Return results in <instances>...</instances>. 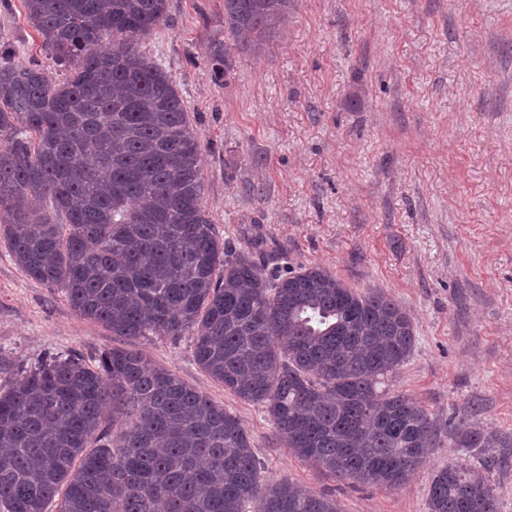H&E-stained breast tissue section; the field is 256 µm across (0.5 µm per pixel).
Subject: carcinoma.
<instances>
[{"mask_svg":"<svg viewBox=\"0 0 512 512\" xmlns=\"http://www.w3.org/2000/svg\"><path fill=\"white\" fill-rule=\"evenodd\" d=\"M297 0H224V56L259 51ZM65 78L0 49V238L30 278L125 339L195 337L194 359L267 412L296 456L339 478L396 488L435 445L425 407L388 381L415 346L393 300L324 268L263 278L202 205L199 143L160 62L131 40L167 0H25ZM112 37L109 44L103 37ZM0 512H341L268 483L241 421L173 371L114 347L98 364L0 358ZM122 420L119 444L104 426ZM472 460L432 480L428 512H500L495 443L468 427Z\"/></svg>","mask_w":512,"mask_h":512,"instance_id":"obj_1","label":"carcinoma"}]
</instances>
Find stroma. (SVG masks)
<instances>
[{
	"mask_svg": "<svg viewBox=\"0 0 512 512\" xmlns=\"http://www.w3.org/2000/svg\"><path fill=\"white\" fill-rule=\"evenodd\" d=\"M138 47L168 71L197 133L202 204L262 277L319 266L411 316L392 390L423 405L434 448L397 488L358 486L295 457L261 407L208 375L189 336L128 342L240 419L264 479L343 512H427L434 472L468 458L457 433L512 437V0H298L260 51L213 55L224 0H167ZM45 62L24 0H0V47ZM0 242V355L97 363L119 345Z\"/></svg>",
	"mask_w": 512,
	"mask_h": 512,
	"instance_id": "35a3bbf8",
	"label": "stroma"
}]
</instances>
